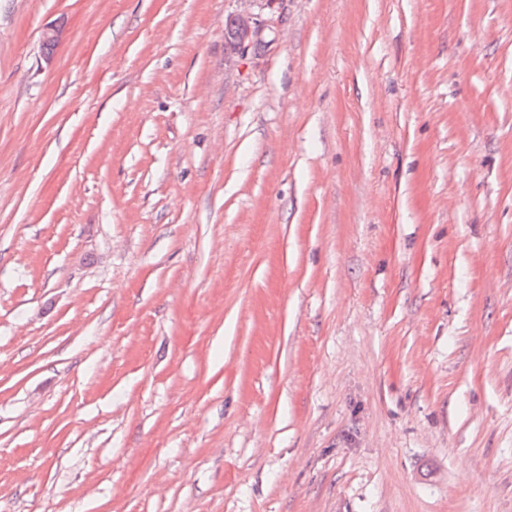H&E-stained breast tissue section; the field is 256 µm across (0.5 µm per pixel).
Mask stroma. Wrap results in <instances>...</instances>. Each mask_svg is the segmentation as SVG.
I'll return each mask as SVG.
<instances>
[{
  "instance_id": "obj_1",
  "label": "stroma",
  "mask_w": 512,
  "mask_h": 512,
  "mask_svg": "<svg viewBox=\"0 0 512 512\" xmlns=\"http://www.w3.org/2000/svg\"><path fill=\"white\" fill-rule=\"evenodd\" d=\"M238 8L0 0V512H512V0ZM257 1L263 0H239L242 7L236 16L229 15L224 19V42L227 47L234 49L237 46L240 40V32L239 47L243 50L262 40L266 29L265 24L259 19V15L252 10L253 4Z\"/></svg>"
}]
</instances>
